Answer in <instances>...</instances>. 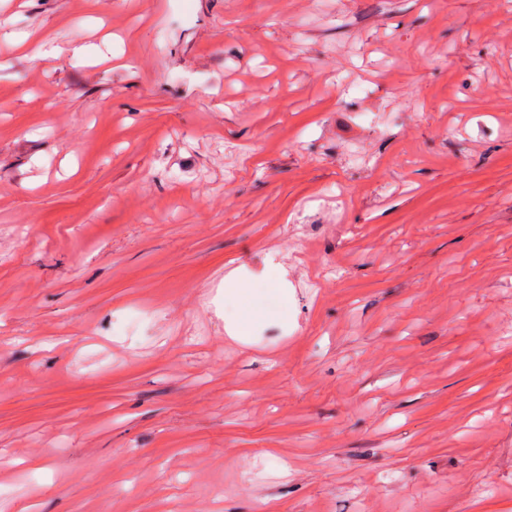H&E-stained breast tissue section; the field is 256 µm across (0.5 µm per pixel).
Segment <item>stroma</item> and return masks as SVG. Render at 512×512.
Instances as JSON below:
<instances>
[{
	"instance_id": "stroma-1",
	"label": "stroma",
	"mask_w": 512,
	"mask_h": 512,
	"mask_svg": "<svg viewBox=\"0 0 512 512\" xmlns=\"http://www.w3.org/2000/svg\"><path fill=\"white\" fill-rule=\"evenodd\" d=\"M0 512H512V0H0Z\"/></svg>"
}]
</instances>
